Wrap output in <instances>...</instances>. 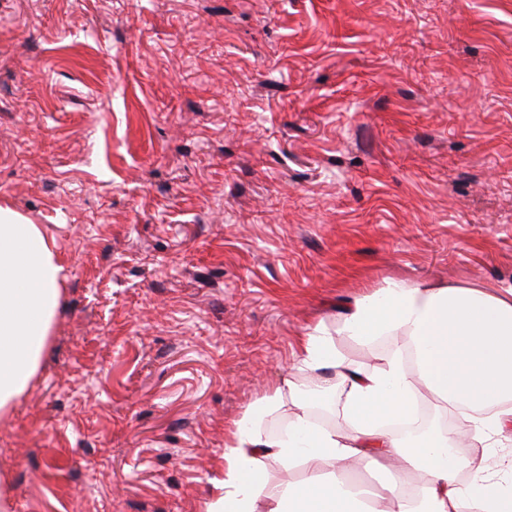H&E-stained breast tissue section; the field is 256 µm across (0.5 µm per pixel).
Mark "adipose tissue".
I'll use <instances>...</instances> for the list:
<instances>
[{
  "label": "adipose tissue",
  "instance_id": "obj_1",
  "mask_svg": "<svg viewBox=\"0 0 512 512\" xmlns=\"http://www.w3.org/2000/svg\"><path fill=\"white\" fill-rule=\"evenodd\" d=\"M61 258L40 225L0 206V417L35 374L61 298ZM342 335L371 345L390 340L380 367L363 371L343 357L324 324L299 336L284 381L235 422L224 448V478L207 512H512V459L496 457L512 429V287L480 283L408 284L387 280L355 299ZM430 395L456 425L435 422L401 434L393 421L412 419ZM336 401L339 427L316 423L311 396ZM285 427L267 422L284 406ZM483 448L474 458V448ZM306 466L303 485L272 483L266 458ZM394 460L400 473L375 492L349 481L346 464ZM419 472L408 486L402 473Z\"/></svg>",
  "mask_w": 512,
  "mask_h": 512
}]
</instances>
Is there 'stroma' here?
<instances>
[{
	"label": "stroma",
	"mask_w": 512,
	"mask_h": 512,
	"mask_svg": "<svg viewBox=\"0 0 512 512\" xmlns=\"http://www.w3.org/2000/svg\"><path fill=\"white\" fill-rule=\"evenodd\" d=\"M0 204L63 265L12 512H206L306 328L512 285V0H0Z\"/></svg>",
	"instance_id": "stroma-1"
}]
</instances>
